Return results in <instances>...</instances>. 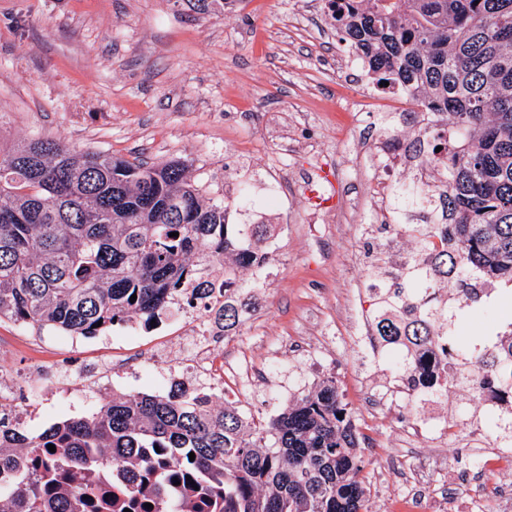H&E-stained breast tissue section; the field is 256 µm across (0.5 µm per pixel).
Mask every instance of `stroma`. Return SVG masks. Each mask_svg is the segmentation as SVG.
<instances>
[{
    "instance_id": "35a3bbf8",
    "label": "stroma",
    "mask_w": 512,
    "mask_h": 512,
    "mask_svg": "<svg viewBox=\"0 0 512 512\" xmlns=\"http://www.w3.org/2000/svg\"><path fill=\"white\" fill-rule=\"evenodd\" d=\"M353 52L325 0H234L211 15L175 0H0V147L54 138L130 161L179 159L214 199L231 181L282 186L271 274L253 294L252 322L224 338L225 356L242 350L258 365L288 351L248 396L267 420L318 387L304 371L310 358L333 372L351 408L366 381L385 377L361 356L345 299L374 287L371 267L394 238L391 215L370 203V141L385 127L407 144L418 132L374 111L391 93L367 65L352 67ZM321 178L336 188L338 213L317 238L300 190ZM499 287L494 304L478 300L458 318V335L476 343L490 323H512V282ZM182 332L178 312L134 338L115 326L74 343L0 322V367L13 381L0 393L28 408L26 428L40 432L103 404L92 388L106 365H145ZM352 422L367 439L359 452L372 512H439L476 491L480 452L467 441L450 470L420 481L424 451L401 446L398 422Z\"/></svg>"
}]
</instances>
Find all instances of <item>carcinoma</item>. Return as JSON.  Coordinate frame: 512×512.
<instances>
[{"mask_svg":"<svg viewBox=\"0 0 512 512\" xmlns=\"http://www.w3.org/2000/svg\"><path fill=\"white\" fill-rule=\"evenodd\" d=\"M331 16L376 84L409 91L432 115L433 140L415 157L444 180L395 189L393 230L414 248L368 305L384 339L426 341L449 312L417 294L453 280L474 299L472 273L512 281V0H334ZM239 207L204 200L181 160L77 154L48 138L3 151L0 320L71 336L132 317L150 325L189 283L210 286L214 264L227 275L264 262L278 225L228 223ZM417 211L430 222L401 223ZM255 288L240 282L224 299V332L244 323ZM478 374L512 390V361L496 351L465 357L460 381ZM344 408L333 378L255 427L194 390L121 393L30 435L0 403V512L136 502L153 505L145 512H366L359 436Z\"/></svg>","mask_w":512,"mask_h":512,"instance_id":"obj_1","label":"carcinoma"}]
</instances>
